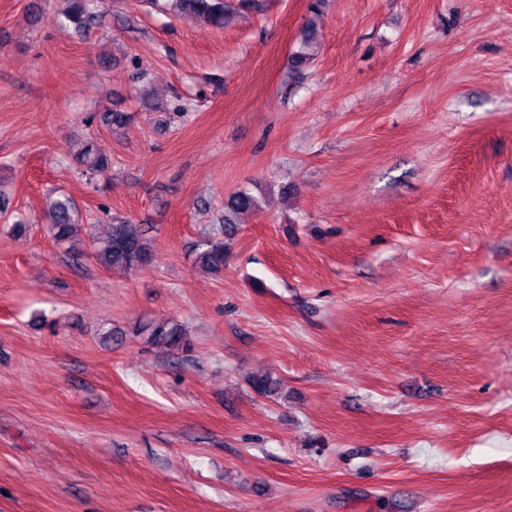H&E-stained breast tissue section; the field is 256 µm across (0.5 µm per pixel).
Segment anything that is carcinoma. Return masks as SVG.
Returning a JSON list of instances; mask_svg holds the SVG:
<instances>
[{"label":"carcinoma","instance_id":"carcinoma-1","mask_svg":"<svg viewBox=\"0 0 512 512\" xmlns=\"http://www.w3.org/2000/svg\"><path fill=\"white\" fill-rule=\"evenodd\" d=\"M236 1L239 6L255 13L265 9V0H174L181 9L195 14L217 30L224 28ZM96 19V0H63L62 10L54 17L56 23L71 25L79 33L86 31ZM77 165L82 171L95 176L111 168L112 158L96 140L91 139L77 158ZM257 208V199L251 193L241 191L225 205L223 223L232 224L236 215ZM50 212L53 239L59 244L71 242L83 223L77 204L68 196L56 197L50 201ZM149 229L148 224H136L123 217L113 218L107 237L93 246L92 258L107 270L126 272L142 267L150 261ZM223 234L219 227L198 245L196 264L199 267L214 273L224 269ZM136 335L146 337L155 346L171 350L185 345L186 332L182 324L172 320L141 324L136 328Z\"/></svg>","mask_w":512,"mask_h":512}]
</instances>
